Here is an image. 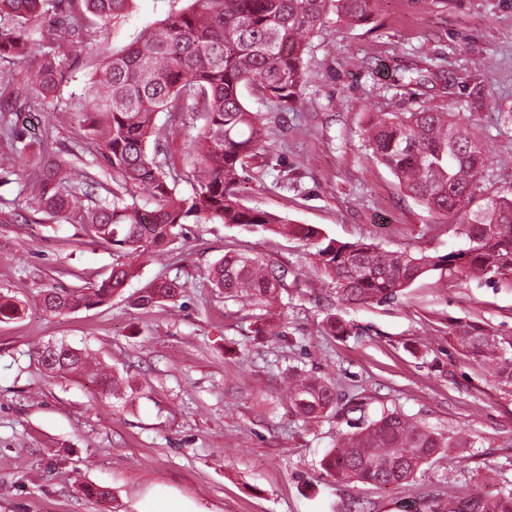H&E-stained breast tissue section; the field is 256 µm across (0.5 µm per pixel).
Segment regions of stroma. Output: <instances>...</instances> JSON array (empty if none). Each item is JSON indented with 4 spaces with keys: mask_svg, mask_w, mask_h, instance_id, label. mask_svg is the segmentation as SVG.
Here are the masks:
<instances>
[{
    "mask_svg": "<svg viewBox=\"0 0 512 512\" xmlns=\"http://www.w3.org/2000/svg\"><path fill=\"white\" fill-rule=\"evenodd\" d=\"M184 5L133 0L95 45L70 51L64 95L82 93L103 53ZM306 64L310 80L287 115L242 91L268 116L277 161L242 182L246 205L388 251L463 248L457 223L407 197L365 147L370 117L424 105L485 130L489 162L475 207L512 194V0H374L357 26L328 15ZM415 67L441 78L403 81ZM15 119L24 150L14 173L0 175V292L23 313L0 322V512H145L155 501L175 512H440L512 481V385L449 333L468 320L512 336V288L431 271L394 300L337 304L348 333L332 336L323 309L336 293L311 246L259 228L189 224L168 252L135 261L123 296L45 313L38 298L47 283L91 287L116 256L85 225L15 211L19 177L41 166L43 134L82 160L97 152L68 113L22 109ZM230 249L287 272L267 334H256L251 307L209 286L212 264ZM161 275L187 281L184 297L131 306ZM59 342L92 351L133 392L117 400L89 380L45 371L35 352ZM291 366L333 381L335 414L306 424L289 411ZM387 408L469 441L396 488L326 480L321 461L337 433Z\"/></svg>",
    "mask_w": 512,
    "mask_h": 512,
    "instance_id": "stroma-1",
    "label": "stroma"
}]
</instances>
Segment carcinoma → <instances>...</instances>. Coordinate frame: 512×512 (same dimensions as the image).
Segmentation results:
<instances>
[{"label":"carcinoma","mask_w":512,"mask_h":512,"mask_svg":"<svg viewBox=\"0 0 512 512\" xmlns=\"http://www.w3.org/2000/svg\"><path fill=\"white\" fill-rule=\"evenodd\" d=\"M132 0H0V60L18 62L35 53V70L0 79V142L18 152L20 133L9 119L22 100L30 112H68L96 141L91 162L65 159L49 149L39 173L19 195L49 220L85 224L94 241L124 257L165 250L185 224H236L272 229L315 248L324 273L346 304L382 303L395 298L430 270L498 282L512 272V196H499L469 217L486 160L485 142L456 116L433 108L391 112L368 123L372 157L398 179L408 196L447 217H458L467 247L443 255L384 251L367 242H339L310 224L243 204L239 185L251 168L269 166L267 123L243 102L251 86L257 99L279 111L299 99L307 80L305 57L312 38L322 34L333 12L349 25L369 19L374 0H188L127 47L102 57L95 77L78 97L61 100L70 64L60 48L95 44L99 29L118 19ZM165 112L166 126L155 116ZM202 121L188 135L189 122ZM190 138L197 154L185 173L170 161V146ZM189 180L192 193L178 185ZM142 189V204L126 197ZM285 273L255 255L226 251L210 279L224 298L245 295L264 309L280 297ZM134 277L128 262L112 266L95 288L48 284L43 311L61 315L91 308L123 293ZM187 288L179 277H159L141 289L132 305L148 309L177 301ZM452 334L462 349L493 367L512 383V337H499L483 325L459 321ZM50 373L89 377L114 397L132 388L129 379L89 366L85 352L64 343L38 353ZM288 408L303 422L336 411L334 384L292 367ZM462 441L445 436L397 409L352 432L338 435L322 461L324 474L344 483L397 488L420 468ZM480 512H512V486L481 499Z\"/></svg>","instance_id":"1"}]
</instances>
